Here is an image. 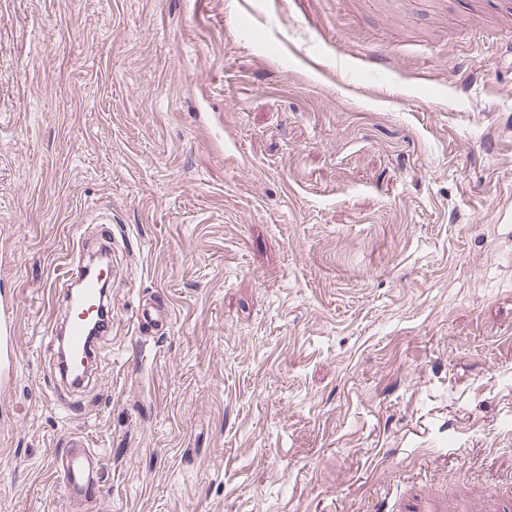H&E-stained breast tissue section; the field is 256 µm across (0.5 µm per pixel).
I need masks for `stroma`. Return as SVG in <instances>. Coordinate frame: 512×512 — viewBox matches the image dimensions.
I'll return each mask as SVG.
<instances>
[{
    "label": "stroma",
    "instance_id": "stroma-1",
    "mask_svg": "<svg viewBox=\"0 0 512 512\" xmlns=\"http://www.w3.org/2000/svg\"><path fill=\"white\" fill-rule=\"evenodd\" d=\"M511 44L512 0H0V512H68L71 434L92 512H512ZM87 244L84 241L70 244L68 249V261L65 264L64 272L60 280L66 282L78 281L84 276L86 269ZM83 303L77 309L71 308L62 325L59 334L66 335L74 357L80 359L86 352L85 322L89 318L98 316L102 309V300H99L98 284L93 279L84 280ZM17 325L14 302L4 296L0 299V387L9 388L18 375L15 349ZM55 452L54 474L68 505L96 502L102 497L103 485L98 476L101 457L88 447L83 436L70 435Z\"/></svg>",
    "mask_w": 512,
    "mask_h": 512
}]
</instances>
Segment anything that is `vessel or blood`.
Returning a JSON list of instances; mask_svg holds the SVG:
<instances>
[{
  "instance_id": "b4317fda",
  "label": "vessel or blood",
  "mask_w": 512,
  "mask_h": 512,
  "mask_svg": "<svg viewBox=\"0 0 512 512\" xmlns=\"http://www.w3.org/2000/svg\"><path fill=\"white\" fill-rule=\"evenodd\" d=\"M86 242L70 244L68 260L62 279L65 282L83 280V303L71 311L62 325V332L69 341L74 357L86 354L85 322L98 316L102 303L95 280L85 278ZM17 325L15 306L8 297L0 298V387L9 388L18 375L15 349ZM101 457L89 448L86 439L80 435L67 437L56 451L53 459L54 474L66 504L94 502L101 498L103 485L98 476Z\"/></svg>"
}]
</instances>
